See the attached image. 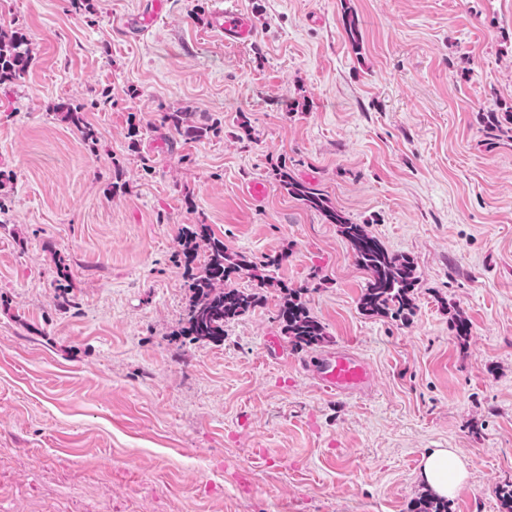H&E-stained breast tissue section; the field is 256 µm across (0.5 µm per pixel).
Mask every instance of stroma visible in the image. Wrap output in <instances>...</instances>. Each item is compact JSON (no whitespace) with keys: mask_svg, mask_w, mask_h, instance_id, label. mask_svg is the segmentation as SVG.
<instances>
[{"mask_svg":"<svg viewBox=\"0 0 512 512\" xmlns=\"http://www.w3.org/2000/svg\"><path fill=\"white\" fill-rule=\"evenodd\" d=\"M342 1L235 0L255 35L228 46L208 28L216 0H165L137 38L123 24L153 0L80 15L0 0V28L21 29L33 59L0 86V512H413L431 448L469 463L453 512H504L512 124L491 149L485 116L512 106V0H346L358 51ZM64 100L88 104L95 143L56 112ZM176 109L222 130L183 141L160 122ZM280 161L414 260L408 319L362 314L365 271L336 225L281 189ZM255 179L260 204L245 194ZM186 224L256 261L284 255L276 278L303 288L323 351L368 361L371 396L326 395L300 370L307 351L267 357L275 288L222 343L178 336ZM343 15H342V22H343V29L346 34V37L352 47H354L356 50L361 49L362 45V29L361 24L358 19V16L354 13V11L351 9V7H343Z\"/></svg>","mask_w":512,"mask_h":512,"instance_id":"stroma-1","label":"stroma"}]
</instances>
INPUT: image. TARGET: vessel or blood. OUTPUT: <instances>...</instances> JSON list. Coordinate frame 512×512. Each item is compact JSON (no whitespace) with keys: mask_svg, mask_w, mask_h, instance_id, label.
I'll use <instances>...</instances> for the list:
<instances>
[{"mask_svg":"<svg viewBox=\"0 0 512 512\" xmlns=\"http://www.w3.org/2000/svg\"><path fill=\"white\" fill-rule=\"evenodd\" d=\"M210 30L230 45L247 43L254 36L249 17L232 6L213 10ZM303 369L311 373L324 390L338 396L363 394L370 388L371 376L367 361L346 348L319 355L304 363Z\"/></svg>","mask_w":512,"mask_h":512,"instance_id":"b4317fda","label":"vessel or blood"}]
</instances>
